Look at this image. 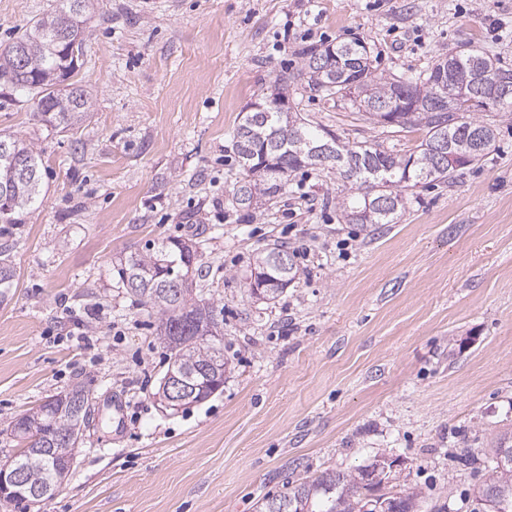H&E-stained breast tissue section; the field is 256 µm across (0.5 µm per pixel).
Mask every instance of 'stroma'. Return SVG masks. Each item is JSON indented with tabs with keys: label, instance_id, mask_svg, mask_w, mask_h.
Segmentation results:
<instances>
[{
	"label": "stroma",
	"instance_id": "1",
	"mask_svg": "<svg viewBox=\"0 0 512 512\" xmlns=\"http://www.w3.org/2000/svg\"><path fill=\"white\" fill-rule=\"evenodd\" d=\"M59 0H0V49ZM76 73L92 112L46 129L0 83V133L35 142L40 197L0 224L16 281L0 304V461L9 423L75 383L94 415L68 480L0 512H255L286 483L383 455L419 512H469L467 455L512 434V111L453 181L404 190L394 223H348L334 169L292 172L244 210L234 130L299 49L356 38L377 72L414 76L474 43L512 66V0H99ZM291 107L342 142L401 155L417 129L367 122L298 82ZM201 241L203 297L224 306V389L175 413L152 317L118 287L130 253ZM299 277L273 304L248 292L258 251ZM123 419L113 424L112 397Z\"/></svg>",
	"mask_w": 512,
	"mask_h": 512
}]
</instances>
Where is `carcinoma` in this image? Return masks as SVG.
Returning a JSON list of instances; mask_svg holds the SVG:
<instances>
[{"mask_svg":"<svg viewBox=\"0 0 512 512\" xmlns=\"http://www.w3.org/2000/svg\"><path fill=\"white\" fill-rule=\"evenodd\" d=\"M95 0H61L58 7L29 26L25 41L38 40L42 47L27 54L24 71L15 68L16 45L0 53V79L15 91L35 94L36 112L54 129H70L87 119L85 91L73 94L58 89L78 67L73 58L50 48L62 17L72 12L81 23L76 49L83 55L88 14ZM300 76L314 91L348 102L374 124L425 131L422 141L409 155L384 149L340 142L335 133H316L295 112H278L270 106L245 114L235 134L234 149L243 178L234 190L236 203L251 208L260 197H274L286 186L289 173L306 166L323 164L316 149L328 145V163L357 193L342 199L341 207L355 224H391L404 207L402 185L431 184L453 180L454 168H437L435 145L445 141L448 153L463 161L464 167L482 161L496 139V128L475 117L490 109L512 108V69L474 48L433 60L415 78H386L375 72L370 48L360 40L336 45L310 46L299 52ZM448 90L465 92L466 106L453 111H437L439 81ZM509 80L505 95L493 91L501 80ZM295 77L282 72L274 80L270 97L288 100V88ZM7 156H0V189L7 190L8 209L0 210V222L20 223V215L34 207L39 198L42 159L34 142L0 134ZM364 173L352 175V167ZM391 196L393 206L385 212L365 217L368 197ZM201 244L170 239L138 252L121 268L120 280L126 294L155 319L159 339L168 349L167 366H176L191 376L196 386L193 398L181 405L201 404L224 386V308L219 302L194 293L189 273L196 266ZM288 253L282 244H268L256 253L254 269L271 281L287 285L295 281L294 262L283 265L279 256ZM15 271L8 249L0 248V301L13 285ZM91 413V397L76 383L49 401L29 410L10 424V435L19 452L0 465L20 470L32 484L44 483L56 492L68 479L77 449L83 442L86 420ZM484 470V479L475 498L486 493L497 497V512H512V463L500 465L494 457L474 458ZM378 459L350 473L323 471L291 484L275 496L263 498L256 512H276L283 503L288 512H362L368 502L379 512H418L419 492H380V486L365 482L366 470Z\"/></svg>","mask_w":512,"mask_h":512,"instance_id":"cac0c4a2","label":"carcinoma"}]
</instances>
